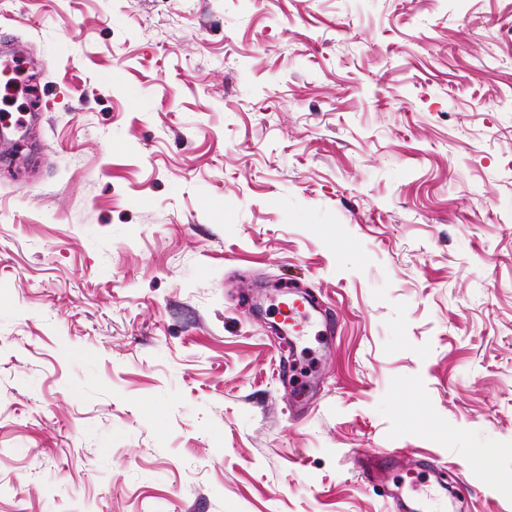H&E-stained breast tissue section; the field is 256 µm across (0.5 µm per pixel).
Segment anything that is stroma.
Wrapping results in <instances>:
<instances>
[{"label": "stroma", "mask_w": 512, "mask_h": 512, "mask_svg": "<svg viewBox=\"0 0 512 512\" xmlns=\"http://www.w3.org/2000/svg\"><path fill=\"white\" fill-rule=\"evenodd\" d=\"M22 45L0 512H405L445 477L512 512V0H0Z\"/></svg>", "instance_id": "obj_1"}]
</instances>
